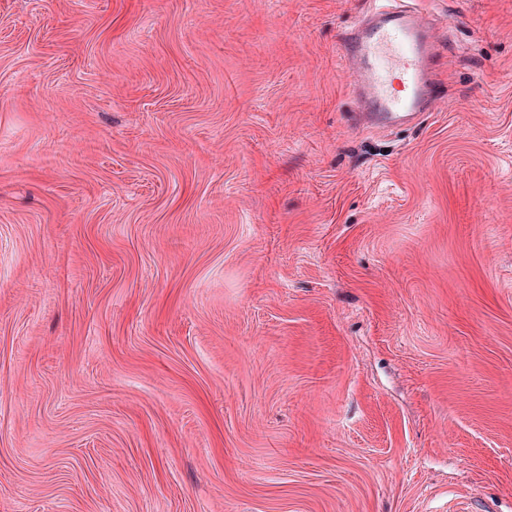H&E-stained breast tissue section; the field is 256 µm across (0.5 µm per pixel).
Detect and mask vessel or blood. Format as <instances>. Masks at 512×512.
<instances>
[{"mask_svg": "<svg viewBox=\"0 0 512 512\" xmlns=\"http://www.w3.org/2000/svg\"><path fill=\"white\" fill-rule=\"evenodd\" d=\"M432 27L414 11L382 0L358 26L341 34L342 55L357 74L351 92L360 119L400 125L424 108L439 81L430 65L437 47Z\"/></svg>", "mask_w": 512, "mask_h": 512, "instance_id": "b4317fda", "label": "vessel or blood"}]
</instances>
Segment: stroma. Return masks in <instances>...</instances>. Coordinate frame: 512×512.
Returning <instances> with one entry per match:
<instances>
[{
	"label": "stroma",
	"instance_id": "35a3bbf8",
	"mask_svg": "<svg viewBox=\"0 0 512 512\" xmlns=\"http://www.w3.org/2000/svg\"><path fill=\"white\" fill-rule=\"evenodd\" d=\"M353 121L368 0H0V512H512V0Z\"/></svg>",
	"mask_w": 512,
	"mask_h": 512
}]
</instances>
